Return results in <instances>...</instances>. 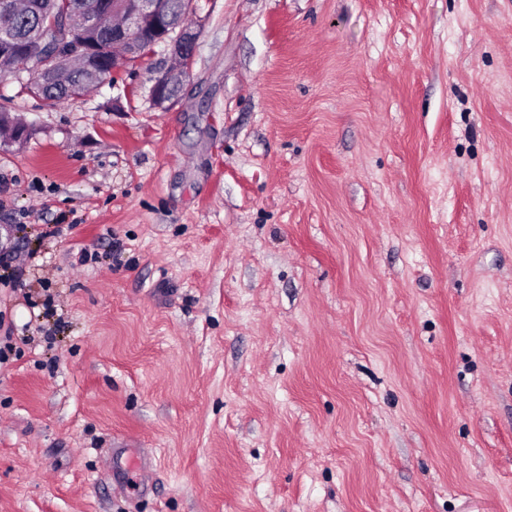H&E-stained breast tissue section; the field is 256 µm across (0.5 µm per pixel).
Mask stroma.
<instances>
[{
  "label": "stroma",
  "instance_id": "stroma-1",
  "mask_svg": "<svg viewBox=\"0 0 512 512\" xmlns=\"http://www.w3.org/2000/svg\"><path fill=\"white\" fill-rule=\"evenodd\" d=\"M198 5L0 78V512H512V0ZM108 2L112 10L118 9L120 21L112 25L109 34L112 43L103 44L107 41V35H98V49L104 62L100 66V58L94 53L91 47L83 46L86 40L93 39L88 31H74L71 34L70 45H80L84 70L90 75H97L96 78L89 77L86 72L76 64L64 68L58 79L52 80L55 62L66 59V56H54L51 59L37 63L42 57L39 46H25L24 44L32 39L42 40L45 56L51 57L57 50L58 44L53 34L47 33L46 29L51 26L63 27V21L70 9L83 8L96 3ZM172 0H28L27 7L20 12L13 20L9 28L11 40L17 44L24 45L21 50V57L25 63L14 67L19 59L5 46L0 44V77L4 78L12 74L27 72L31 77L46 73L50 79H38L32 81L29 86L30 93L42 98L49 105H56L70 98L79 97L88 93L96 84L104 81L110 76L111 71L117 70L124 63L136 62L138 58L137 37L140 33L149 29L154 36L155 46L163 44L169 47L173 59L178 58L180 63H186L179 68L164 69L154 78L150 88V100L153 105L162 107L165 103L172 102L176 98L170 95L173 88L180 89L182 77L188 74V68L192 63L197 44V32L186 23L190 14H196L198 5L195 0H183L189 2V7L184 11L173 10L169 2ZM120 7L116 8V4ZM110 12L104 14H111ZM99 13L78 11L65 23L64 27L56 32L57 39L67 42L71 33L70 26L80 24L90 29L99 30ZM120 45L122 51L112 58V45ZM152 49V50H153ZM51 64L45 67L48 62ZM181 69L183 73L180 74Z\"/></svg>",
  "mask_w": 512,
  "mask_h": 512
}]
</instances>
